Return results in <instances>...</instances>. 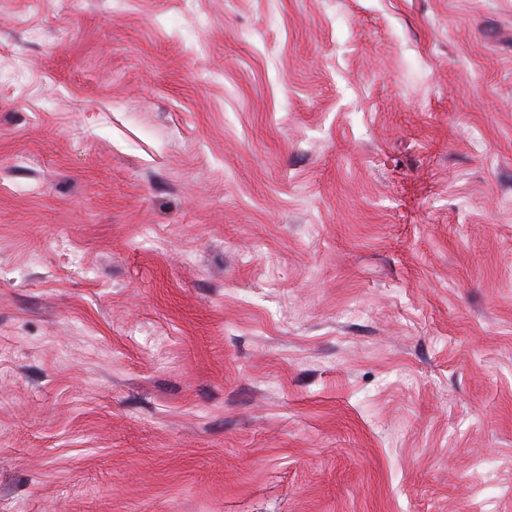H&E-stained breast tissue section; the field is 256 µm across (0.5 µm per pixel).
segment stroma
<instances>
[{
    "label": "stroma",
    "instance_id": "obj_1",
    "mask_svg": "<svg viewBox=\"0 0 512 512\" xmlns=\"http://www.w3.org/2000/svg\"><path fill=\"white\" fill-rule=\"evenodd\" d=\"M0 512H512V0H0Z\"/></svg>",
    "mask_w": 512,
    "mask_h": 512
}]
</instances>
